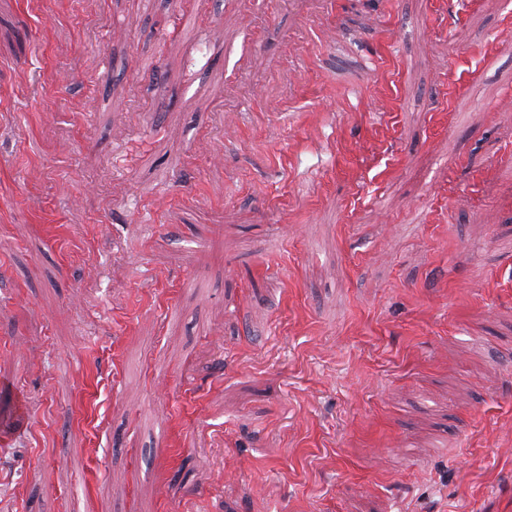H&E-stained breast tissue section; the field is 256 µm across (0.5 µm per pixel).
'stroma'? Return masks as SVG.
Here are the masks:
<instances>
[{"label":"stroma","instance_id":"1","mask_svg":"<svg viewBox=\"0 0 512 512\" xmlns=\"http://www.w3.org/2000/svg\"><path fill=\"white\" fill-rule=\"evenodd\" d=\"M508 31L0 0V512H512Z\"/></svg>","mask_w":512,"mask_h":512}]
</instances>
